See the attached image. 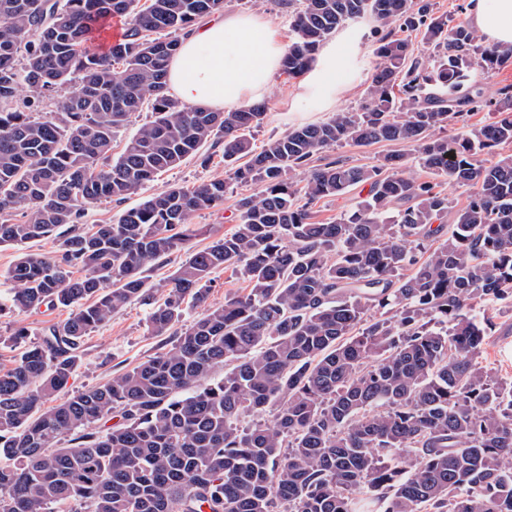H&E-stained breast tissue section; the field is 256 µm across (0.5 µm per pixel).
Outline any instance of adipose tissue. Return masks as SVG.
<instances>
[{
    "mask_svg": "<svg viewBox=\"0 0 512 512\" xmlns=\"http://www.w3.org/2000/svg\"><path fill=\"white\" fill-rule=\"evenodd\" d=\"M474 28L492 45H512V0H469ZM287 48L277 28L250 14H227L191 32L172 58L168 87L192 106L230 111L261 101L280 71ZM347 55L336 42L321 50L305 79L298 84L299 109H329L347 84L339 76Z\"/></svg>",
    "mask_w": 512,
    "mask_h": 512,
    "instance_id": "obj_1",
    "label": "adipose tissue"
}]
</instances>
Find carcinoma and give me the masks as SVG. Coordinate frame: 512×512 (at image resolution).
I'll return each instance as SVG.
<instances>
[{"label": "carcinoma", "instance_id": "carcinoma-1", "mask_svg": "<svg viewBox=\"0 0 512 512\" xmlns=\"http://www.w3.org/2000/svg\"><path fill=\"white\" fill-rule=\"evenodd\" d=\"M223 8L0 0V247L54 245L20 254L0 315L70 310L37 341L25 327L0 336L25 344L0 370V512H512V379L482 361L491 311L512 301V154L494 152L512 144V84L488 100L468 75L472 59L496 69L512 47L482 45L430 0H290L283 73H305L364 18L377 23L376 65L358 108L257 150L264 105L213 111L168 92L179 34ZM112 15L127 27L99 51L91 41ZM392 26L420 32L434 65ZM52 92L62 105L33 116ZM146 103L154 119L111 158L112 134ZM484 106L495 112L484 126L437 133ZM384 141L472 188L470 202L452 210L400 154L311 166ZM209 143L231 180L259 190L238 200L233 232L168 278L150 272L197 233L195 212L224 202L226 180L174 184L113 224L78 227L85 204L122 203ZM360 186L356 210L312 221L310 204ZM221 267L248 292L209 305ZM189 299L202 312L171 349L47 405L112 313L143 302L163 336Z\"/></svg>", "mask_w": 512, "mask_h": 512}]
</instances>
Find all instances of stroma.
Listing matches in <instances>:
<instances>
[{
    "label": "stroma",
    "instance_id": "35a3bbf8",
    "mask_svg": "<svg viewBox=\"0 0 512 512\" xmlns=\"http://www.w3.org/2000/svg\"><path fill=\"white\" fill-rule=\"evenodd\" d=\"M225 12L255 13L270 20L279 30L284 42L294 37L288 17V0H224ZM374 24L364 20L350 24V31L358 33L361 50L356 56V65L350 75L353 87L336 98V109H350L360 105L365 90L371 80L375 56L373 54L376 37ZM298 78L276 75L271 82L266 97L267 114L261 128L254 134L255 146H262L273 137L282 135L289 128L315 124L324 121L325 113L299 112L294 108V92ZM210 160L200 164L191 158L179 167L164 172L157 180L137 193L130 195L123 204L109 200L88 204L82 222L85 227L115 222L123 209L141 203L145 197L164 190L172 184L190 185L214 177H227L224 156L221 148L206 147ZM251 187L231 185L222 205L196 212L192 225L201 227L202 235L192 238L191 248L202 249L216 237L233 232L237 222L238 199L251 194ZM69 315L63 308H36L27 313L5 314L0 316V336H7L19 326L27 327L31 337H38L50 325L64 321ZM148 311L144 306L130 304L114 313L112 318L95 328L85 340V356L81 368L71 377L63 389V396L92 386L104 384L116 373L130 369L138 363L167 350L172 339L168 336L152 335L147 327ZM482 359L484 364L494 369L500 376L512 377V303L502 305L496 313L489 331Z\"/></svg>",
    "mask_w": 512,
    "mask_h": 512
}]
</instances>
